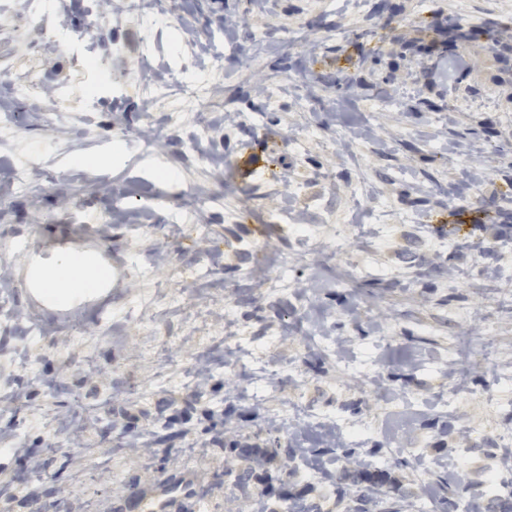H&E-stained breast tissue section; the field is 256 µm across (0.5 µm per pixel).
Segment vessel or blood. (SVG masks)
Wrapping results in <instances>:
<instances>
[{
    "label": "vessel or blood",
    "mask_w": 512,
    "mask_h": 512,
    "mask_svg": "<svg viewBox=\"0 0 512 512\" xmlns=\"http://www.w3.org/2000/svg\"><path fill=\"white\" fill-rule=\"evenodd\" d=\"M59 247V251L83 254L92 265L109 268L110 277L102 281L98 287L84 288L70 295L68 299H60L58 295L48 291L43 282L45 270L54 263L58 252L39 249L30 242L21 241L18 242L16 250L26 258V264L19 277L21 293L26 301L35 311L51 314L64 326L73 323L86 309H95L102 314L108 313L113 294L119 291L129 275L126 263L117 254L98 244L94 227L90 224L83 225L80 234L75 237L61 241Z\"/></svg>",
    "instance_id": "b4317fda"
}]
</instances>
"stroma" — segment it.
<instances>
[{
	"instance_id": "obj_1",
	"label": "stroma",
	"mask_w": 512,
	"mask_h": 512,
	"mask_svg": "<svg viewBox=\"0 0 512 512\" xmlns=\"http://www.w3.org/2000/svg\"><path fill=\"white\" fill-rule=\"evenodd\" d=\"M0 97L18 121L0 137V267L13 236L50 246L96 225L129 277L102 323L28 314L0 286V512H139L194 494L225 512L241 494L225 438L265 445L269 466L340 512L305 451L337 440L415 494L466 474L512 492V234L445 235L463 194H512V72L486 48L397 55L435 21L512 16V0H0ZM157 11L152 37L140 15ZM375 32L357 44L363 29ZM95 65H86L87 57ZM175 115L145 71L190 94ZM344 70L350 86L336 82ZM257 153L265 165L245 170ZM448 262L444 274L432 265ZM177 417L173 446L133 453L134 434ZM23 442L31 471L11 454Z\"/></svg>"
}]
</instances>
